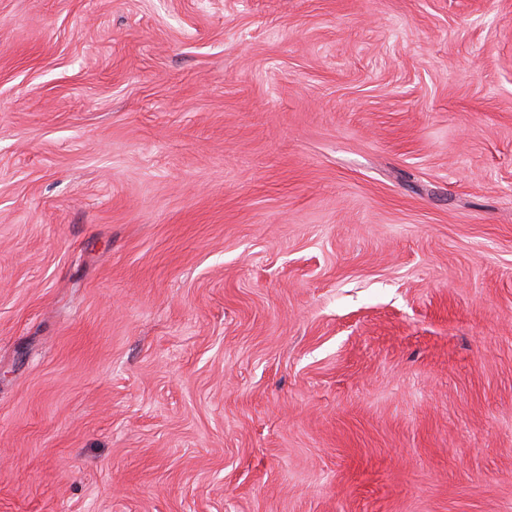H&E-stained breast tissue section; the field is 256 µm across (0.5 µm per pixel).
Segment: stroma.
<instances>
[{"label":"stroma","mask_w":512,"mask_h":512,"mask_svg":"<svg viewBox=\"0 0 512 512\" xmlns=\"http://www.w3.org/2000/svg\"><path fill=\"white\" fill-rule=\"evenodd\" d=\"M0 512H512V0H0Z\"/></svg>","instance_id":"stroma-1"}]
</instances>
